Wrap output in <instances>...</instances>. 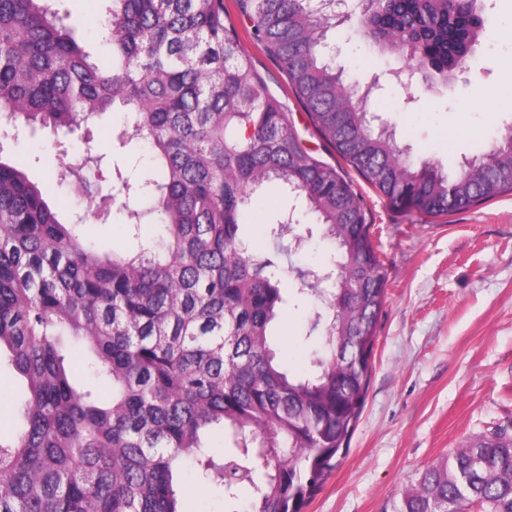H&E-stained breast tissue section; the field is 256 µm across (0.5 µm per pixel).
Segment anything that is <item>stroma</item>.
<instances>
[{
    "label": "stroma",
    "instance_id": "35a3bbf8",
    "mask_svg": "<svg viewBox=\"0 0 512 512\" xmlns=\"http://www.w3.org/2000/svg\"><path fill=\"white\" fill-rule=\"evenodd\" d=\"M104 0H61L59 9L91 53L107 52L93 31ZM492 19L468 69L434 92L400 85L394 60L373 54L364 29L347 23L331 37L346 73L379 80L372 97L378 113L409 146L415 164L439 163L455 174L490 138L512 126V0H484ZM224 7L244 52L289 112L307 146L338 166L340 156L316 133L278 64L246 33L235 0ZM123 126L105 115L90 134L56 139L0 141V154L21 158L34 182L50 176L62 151L91 144L113 165L141 175L138 144L120 145ZM374 240L387 271L374 368L363 414L349 450L303 512H398L426 465L458 447L470 434L512 421V193L442 218L390 204L355 179ZM303 237L290 260L303 268L324 266L330 256L308 219L292 224L285 242ZM314 312L310 301H289L278 341L282 361L296 371L309 365L311 342L302 331ZM27 387L9 364L0 365V440L21 427L18 406Z\"/></svg>",
    "mask_w": 512,
    "mask_h": 512
}]
</instances>
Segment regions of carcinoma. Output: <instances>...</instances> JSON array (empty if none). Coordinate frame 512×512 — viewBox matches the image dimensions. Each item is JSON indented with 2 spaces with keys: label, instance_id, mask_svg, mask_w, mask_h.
Returning <instances> with one entry per match:
<instances>
[{
  "label": "carcinoma",
  "instance_id": "obj_1",
  "mask_svg": "<svg viewBox=\"0 0 512 512\" xmlns=\"http://www.w3.org/2000/svg\"><path fill=\"white\" fill-rule=\"evenodd\" d=\"M57 0H0V125L14 139L91 126L115 103L149 155L146 175L115 167L112 193L91 148L61 159L50 181L0 159V351L26 381L23 427L0 442V512H189L210 484L250 512H303L347 451L363 413L386 300V270L363 197L342 169L304 144L224 22V0H105L108 54L92 58ZM250 35L285 72L317 133L396 203L416 190L432 217L512 192V143L490 165L450 177L404 162L408 147L374 126L372 88L336 66L329 0H236ZM358 15L384 51L446 84L475 53L477 0H367ZM79 188L86 216L115 209L137 242L84 240L47 198ZM276 188L272 240L242 233ZM312 215L334 252V283L285 265L277 239L290 206ZM313 298L310 368L277 359L279 284ZM109 385L76 386L72 357ZM223 433L219 460L205 438ZM400 512H512V423L468 437L432 463Z\"/></svg>",
  "mask_w": 512,
  "mask_h": 512
}]
</instances>
